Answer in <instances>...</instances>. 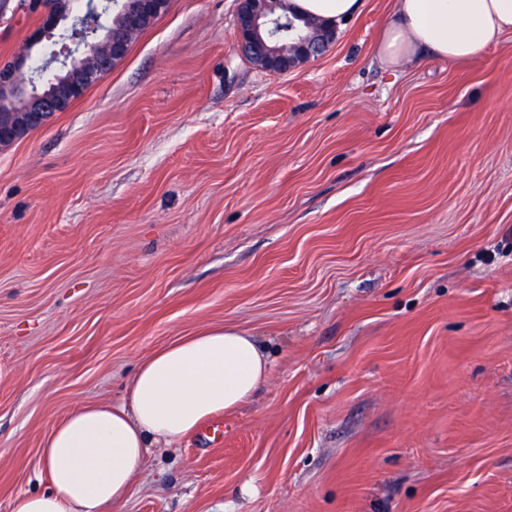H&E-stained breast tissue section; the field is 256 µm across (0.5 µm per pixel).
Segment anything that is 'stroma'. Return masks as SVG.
<instances>
[{"label":"stroma","mask_w":512,"mask_h":512,"mask_svg":"<svg viewBox=\"0 0 512 512\" xmlns=\"http://www.w3.org/2000/svg\"><path fill=\"white\" fill-rule=\"evenodd\" d=\"M237 0H172L67 111L0 147V512L40 448L206 327L268 382L151 449L114 512H512V34L376 57L365 0L285 75Z\"/></svg>","instance_id":"obj_1"}]
</instances>
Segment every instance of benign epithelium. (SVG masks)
<instances>
[{
  "label": "benign epithelium",
  "mask_w": 512,
  "mask_h": 512,
  "mask_svg": "<svg viewBox=\"0 0 512 512\" xmlns=\"http://www.w3.org/2000/svg\"><path fill=\"white\" fill-rule=\"evenodd\" d=\"M41 22L23 48L0 62V145L26 139L57 112L66 111L92 86V78L126 56L142 23L165 14L171 0H94L83 14L57 11L31 0ZM119 11L123 24L112 28L104 17ZM295 37L276 39L281 31ZM239 49L272 73H287L321 54L336 39V28L310 19L289 20L285 0H238ZM62 40L61 50L39 66L34 52L45 40Z\"/></svg>",
  "instance_id": "7a95c632"
}]
</instances>
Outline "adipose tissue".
<instances>
[{"label":"adipose tissue","instance_id":"ef3b65f1","mask_svg":"<svg viewBox=\"0 0 512 512\" xmlns=\"http://www.w3.org/2000/svg\"><path fill=\"white\" fill-rule=\"evenodd\" d=\"M297 13L337 23L364 0H291ZM512 33V0H397L377 46L388 66L429 55L471 61ZM269 361L252 336L213 327L179 337L141 361L125 403L87 404L43 442L50 487L16 498L13 512H111L130 491L147 453L194 433L262 387Z\"/></svg>","mask_w":512,"mask_h":512}]
</instances>
